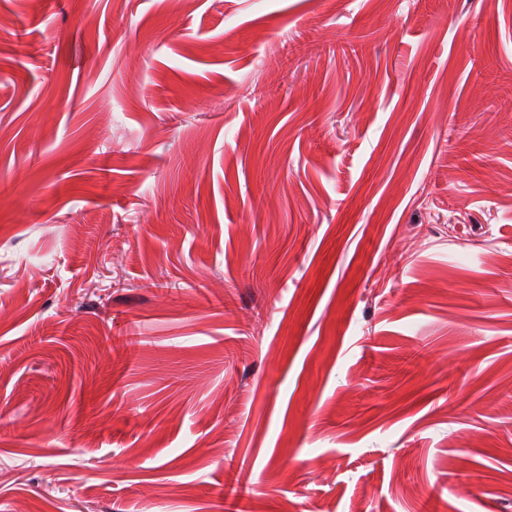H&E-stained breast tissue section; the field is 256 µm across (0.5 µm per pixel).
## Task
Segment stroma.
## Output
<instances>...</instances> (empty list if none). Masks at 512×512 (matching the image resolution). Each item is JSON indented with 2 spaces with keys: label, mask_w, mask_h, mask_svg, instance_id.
I'll list each match as a JSON object with an SVG mask.
<instances>
[{
  "label": "stroma",
  "mask_w": 512,
  "mask_h": 512,
  "mask_svg": "<svg viewBox=\"0 0 512 512\" xmlns=\"http://www.w3.org/2000/svg\"><path fill=\"white\" fill-rule=\"evenodd\" d=\"M0 18V512H512V0Z\"/></svg>",
  "instance_id": "obj_1"
}]
</instances>
